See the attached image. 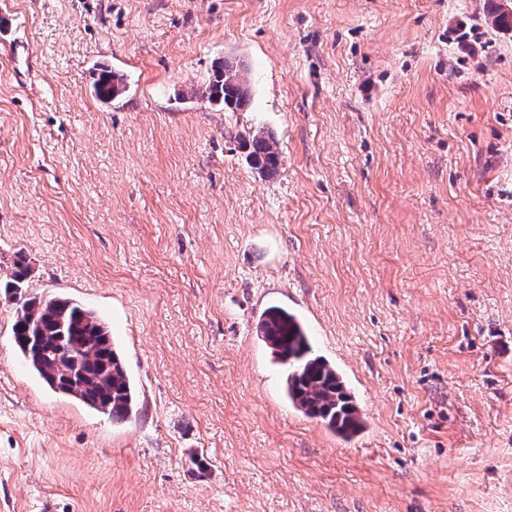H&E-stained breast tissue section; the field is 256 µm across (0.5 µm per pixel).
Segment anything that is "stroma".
Instances as JSON below:
<instances>
[{
    "label": "stroma",
    "mask_w": 512,
    "mask_h": 512,
    "mask_svg": "<svg viewBox=\"0 0 512 512\" xmlns=\"http://www.w3.org/2000/svg\"><path fill=\"white\" fill-rule=\"evenodd\" d=\"M498 2L0 0V279L24 260L28 296L99 314L138 393L115 423L51 391L0 290V512H512ZM224 57L247 111L202 95ZM273 304L362 433L289 402ZM125 80L111 70L102 71L94 83L96 96L102 101H111L125 92ZM249 152L247 157L252 168L265 176L276 175L280 166V157L276 141L263 132L249 133Z\"/></svg>",
    "instance_id": "stroma-1"
}]
</instances>
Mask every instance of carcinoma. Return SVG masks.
Returning <instances> with one entry per match:
<instances>
[{
	"instance_id": "cac0c4a2",
	"label": "carcinoma",
	"mask_w": 512,
	"mask_h": 512,
	"mask_svg": "<svg viewBox=\"0 0 512 512\" xmlns=\"http://www.w3.org/2000/svg\"><path fill=\"white\" fill-rule=\"evenodd\" d=\"M490 23L497 29L512 28V0H503L490 14ZM244 88L249 85L240 72H235L231 81L217 70L205 92L224 110L243 112L251 102V94L242 92ZM94 91L100 100L110 101L125 92V80L105 70L94 83ZM248 138L251 167L266 176L276 175L280 166L276 141L260 131ZM26 277L27 271L21 267L0 282V288L14 295L12 340L27 367L51 390L116 423L137 413L133 381L106 321L69 297L25 296ZM257 333L275 359L287 367L286 394L297 410L344 439L361 432L363 422L352 396L334 366L314 354L310 337L294 313L280 306L268 307L257 324Z\"/></svg>"
}]
</instances>
